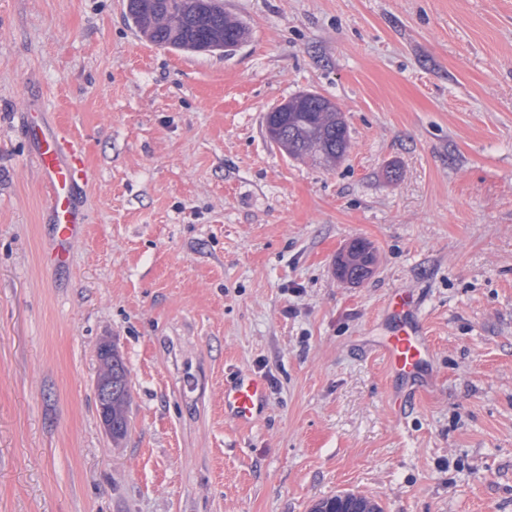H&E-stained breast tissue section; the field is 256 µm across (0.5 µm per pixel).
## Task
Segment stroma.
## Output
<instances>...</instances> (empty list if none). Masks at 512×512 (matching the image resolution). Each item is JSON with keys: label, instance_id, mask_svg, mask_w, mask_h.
<instances>
[{"label": "stroma", "instance_id": "stroma-1", "mask_svg": "<svg viewBox=\"0 0 512 512\" xmlns=\"http://www.w3.org/2000/svg\"><path fill=\"white\" fill-rule=\"evenodd\" d=\"M223 3L249 30L228 57L153 45L125 0H0V512H512V0ZM307 90L347 123L335 169L266 134ZM27 103L87 156L58 268ZM396 289L433 344L410 383L375 352ZM236 371L269 388L248 426ZM99 349L98 377H111L108 381L96 380V396L102 424L112 440L119 441L128 432V405L130 401L129 371L123 359L112 345V365L108 351ZM267 400L262 377L237 372L224 380V415L239 426L252 424L264 411Z\"/></svg>", "mask_w": 512, "mask_h": 512}]
</instances>
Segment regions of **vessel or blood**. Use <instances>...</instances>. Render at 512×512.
Here are the masks:
<instances>
[{
	"instance_id": "vessel-or-blood-1",
	"label": "vessel or blood",
	"mask_w": 512,
	"mask_h": 512,
	"mask_svg": "<svg viewBox=\"0 0 512 512\" xmlns=\"http://www.w3.org/2000/svg\"><path fill=\"white\" fill-rule=\"evenodd\" d=\"M25 133L35 146V159L42 182L47 188L45 208L52 224L55 246L50 258L55 263L66 260L68 250L87 222L78 195L87 178L83 149L57 124L25 123ZM387 308L397 317L388 338L379 347L387 370L414 379L421 375L429 343L415 319L413 296L393 291ZM268 400L262 377L238 372L224 381V414L240 426L252 424L264 411Z\"/></svg>"
}]
</instances>
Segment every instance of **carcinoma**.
<instances>
[{
  "instance_id": "carcinoma-1",
  "label": "carcinoma",
  "mask_w": 512,
  "mask_h": 512,
  "mask_svg": "<svg viewBox=\"0 0 512 512\" xmlns=\"http://www.w3.org/2000/svg\"><path fill=\"white\" fill-rule=\"evenodd\" d=\"M126 16L153 44L175 51L226 56L247 38L246 25L225 12L221 0H127ZM269 134L292 157H308L327 170L336 167L349 147L348 129L329 100L313 107L285 100ZM98 376L112 377V440L118 441L128 432L130 379L117 351L99 349Z\"/></svg>"
}]
</instances>
